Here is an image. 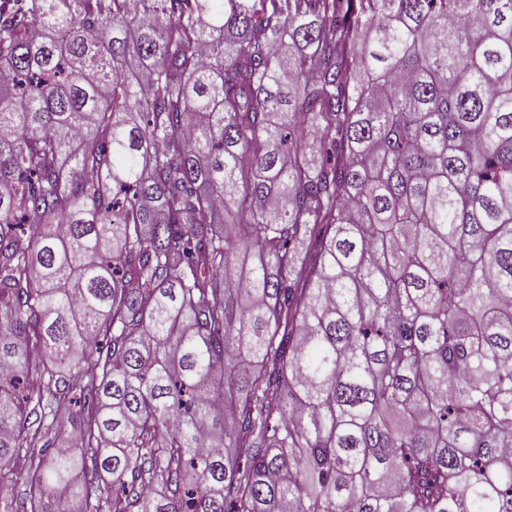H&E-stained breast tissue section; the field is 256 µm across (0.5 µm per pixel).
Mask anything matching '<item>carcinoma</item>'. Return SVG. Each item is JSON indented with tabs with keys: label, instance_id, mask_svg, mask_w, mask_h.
Instances as JSON below:
<instances>
[{
	"label": "carcinoma",
	"instance_id": "cac0c4a2",
	"mask_svg": "<svg viewBox=\"0 0 512 512\" xmlns=\"http://www.w3.org/2000/svg\"><path fill=\"white\" fill-rule=\"evenodd\" d=\"M23 2L0 492L512 512V0Z\"/></svg>",
	"mask_w": 512,
	"mask_h": 512
}]
</instances>
